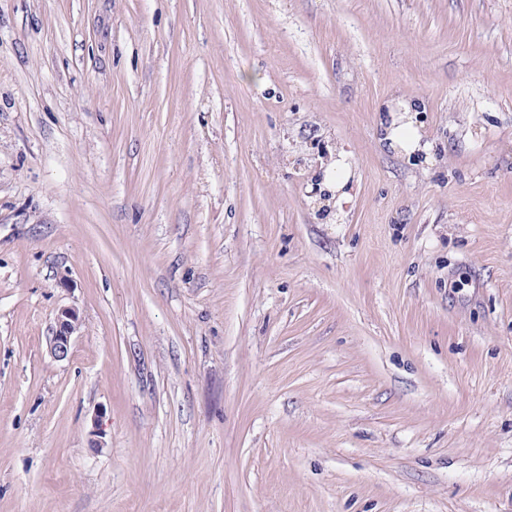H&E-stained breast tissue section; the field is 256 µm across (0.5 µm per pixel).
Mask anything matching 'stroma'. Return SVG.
<instances>
[{
  "mask_svg": "<svg viewBox=\"0 0 512 512\" xmlns=\"http://www.w3.org/2000/svg\"><path fill=\"white\" fill-rule=\"evenodd\" d=\"M0 512H512V0H0ZM405 108L406 112H402L404 114L401 117L406 116L407 121L397 126L394 118L392 124L383 129L381 140L387 142L392 150H402L408 156L417 151L429 154L431 146L428 143L421 144L422 137L416 127L419 112H424V106L417 100H409L405 102ZM322 177H320L319 173V179L314 180L315 183H313L314 190L313 194H317L318 190L321 194L320 183H317ZM349 182V171L348 166L345 164L344 160L336 161L335 166L329 165L324 170L323 179L321 182V190L327 191L329 194H331V198L339 197L344 198L348 195L347 190L345 188L347 187ZM324 191L323 196H326V192ZM82 318L77 308L63 306L55 315V326L49 339V352L56 360L67 359L70 355L73 336L79 331Z\"/></svg>",
  "mask_w": 512,
  "mask_h": 512,
  "instance_id": "obj_1",
  "label": "stroma"
}]
</instances>
